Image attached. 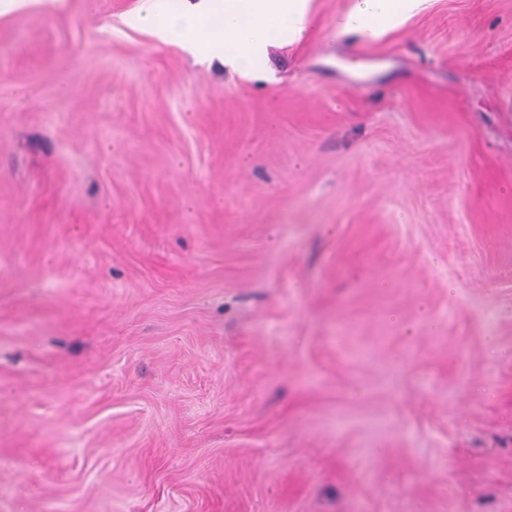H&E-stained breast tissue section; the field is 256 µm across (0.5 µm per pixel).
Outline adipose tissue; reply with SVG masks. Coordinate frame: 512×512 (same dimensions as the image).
Returning a JSON list of instances; mask_svg holds the SVG:
<instances>
[{
    "label": "adipose tissue",
    "instance_id": "1",
    "mask_svg": "<svg viewBox=\"0 0 512 512\" xmlns=\"http://www.w3.org/2000/svg\"><path fill=\"white\" fill-rule=\"evenodd\" d=\"M425 0H355L337 35L377 38L418 12ZM309 0H153L127 17L163 42L178 39L231 68L259 65L268 47L300 40L310 24Z\"/></svg>",
    "mask_w": 512,
    "mask_h": 512
}]
</instances>
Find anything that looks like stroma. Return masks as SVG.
I'll return each instance as SVG.
<instances>
[{
    "mask_svg": "<svg viewBox=\"0 0 512 512\" xmlns=\"http://www.w3.org/2000/svg\"><path fill=\"white\" fill-rule=\"evenodd\" d=\"M146 2L0 13V512H512V0ZM309 0H154L126 24L147 27L161 42L178 39L233 69L257 66L269 46L300 40L310 24ZM189 17V29L176 23ZM427 0H356L336 25V35L378 38L418 12Z\"/></svg>",
    "mask_w": 512,
    "mask_h": 512,
    "instance_id": "35a3bbf8",
    "label": "stroma"
}]
</instances>
